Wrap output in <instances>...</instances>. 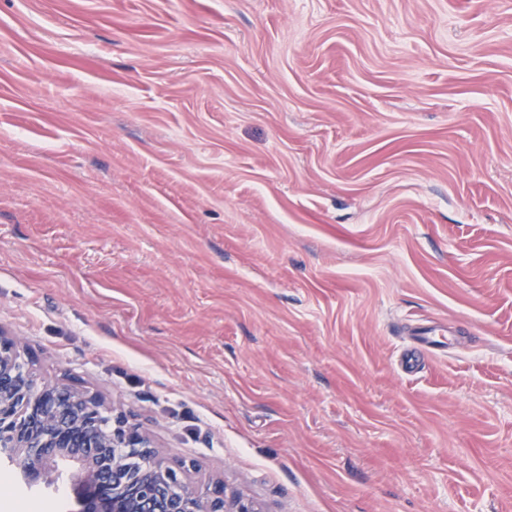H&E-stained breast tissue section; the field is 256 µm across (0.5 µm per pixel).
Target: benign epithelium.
<instances>
[{
	"label": "benign epithelium",
	"mask_w": 512,
	"mask_h": 512,
	"mask_svg": "<svg viewBox=\"0 0 512 512\" xmlns=\"http://www.w3.org/2000/svg\"><path fill=\"white\" fill-rule=\"evenodd\" d=\"M0 458L29 483L51 464L77 463L71 482L81 489V512H104V499L112 512H262L243 496L227 499L221 482L188 483L81 384L38 381L1 334Z\"/></svg>",
	"instance_id": "obj_1"
}]
</instances>
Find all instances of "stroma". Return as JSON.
I'll return each mask as SVG.
<instances>
[{
	"mask_svg": "<svg viewBox=\"0 0 512 512\" xmlns=\"http://www.w3.org/2000/svg\"><path fill=\"white\" fill-rule=\"evenodd\" d=\"M0 331L264 512H512V0H0ZM438 327H425L418 330L414 335V343L416 344L414 347L408 349L405 354V364L406 368L413 367V357L416 354H423L424 352H432V349H436L440 345L443 344L441 336L436 334L439 331Z\"/></svg>",
	"mask_w": 512,
	"mask_h": 512,
	"instance_id": "obj_1",
	"label": "stroma"
}]
</instances>
